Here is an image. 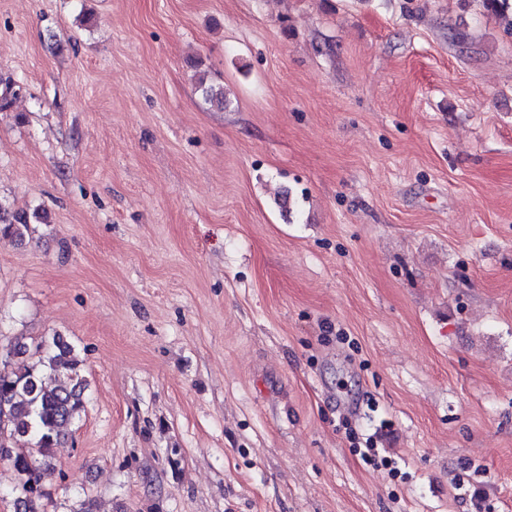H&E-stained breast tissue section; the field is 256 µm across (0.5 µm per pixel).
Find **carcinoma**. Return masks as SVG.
I'll return each instance as SVG.
<instances>
[{
    "mask_svg": "<svg viewBox=\"0 0 512 512\" xmlns=\"http://www.w3.org/2000/svg\"><path fill=\"white\" fill-rule=\"evenodd\" d=\"M488 10L506 19L505 29L512 37V0H484ZM202 98L220 110L227 105L224 86L201 74L197 81ZM14 83L0 75V112L11 107ZM0 204V234L23 239L32 221L41 220L39 210H21L4 219ZM57 377L53 386L45 375ZM84 379L81 360L74 349L57 337L39 342L28 356L14 363L8 373H0V437L9 449L14 468L23 476L20 493L25 512H36L35 500L42 496L43 481L55 471L52 449L64 436L63 429L84 411Z\"/></svg>",
    "mask_w": 512,
    "mask_h": 512,
    "instance_id": "cac0c4a2",
    "label": "carcinoma"
}]
</instances>
